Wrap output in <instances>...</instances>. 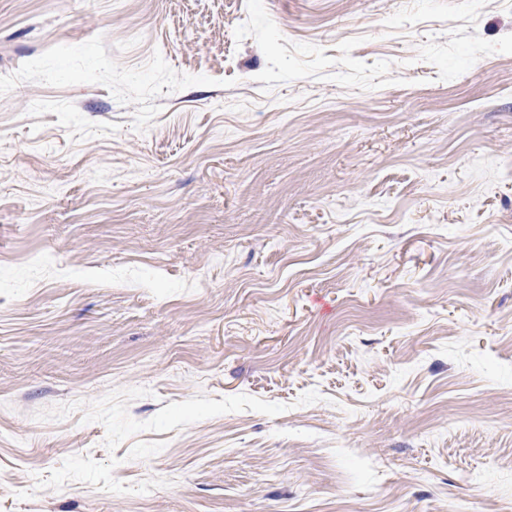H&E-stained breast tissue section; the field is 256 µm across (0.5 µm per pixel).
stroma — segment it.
Here are the masks:
<instances>
[{
    "mask_svg": "<svg viewBox=\"0 0 512 512\" xmlns=\"http://www.w3.org/2000/svg\"><path fill=\"white\" fill-rule=\"evenodd\" d=\"M0 512H512V0H0Z\"/></svg>",
    "mask_w": 512,
    "mask_h": 512,
    "instance_id": "obj_1",
    "label": "stroma"
}]
</instances>
